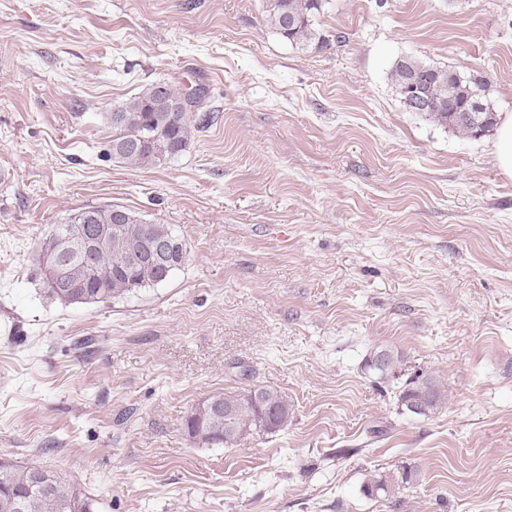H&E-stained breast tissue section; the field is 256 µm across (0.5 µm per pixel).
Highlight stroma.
<instances>
[{"mask_svg":"<svg viewBox=\"0 0 512 512\" xmlns=\"http://www.w3.org/2000/svg\"><path fill=\"white\" fill-rule=\"evenodd\" d=\"M316 26L290 43L262 0H0V457L96 512H512V178L493 133L406 110L390 78L477 70L511 115L512 0H326ZM161 81L214 121L165 164L113 158L111 112ZM106 205L170 225L185 264L49 298L44 234ZM382 350L396 378L367 367ZM418 372L448 393L425 416L398 404ZM255 386L287 427L187 435ZM380 474L391 497H366ZM224 408L230 415H224ZM293 412L277 389L254 387L210 396L187 418V435L205 445L233 447L253 434H273L288 425Z\"/></svg>","mask_w":512,"mask_h":512,"instance_id":"obj_1","label":"stroma"}]
</instances>
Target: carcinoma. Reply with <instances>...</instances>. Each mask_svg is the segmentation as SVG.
<instances>
[{"mask_svg": "<svg viewBox=\"0 0 512 512\" xmlns=\"http://www.w3.org/2000/svg\"><path fill=\"white\" fill-rule=\"evenodd\" d=\"M323 0H264L267 23L284 39L300 44L322 41L316 17ZM427 103L426 114L464 135L480 137L495 125L496 113L486 100L489 81L476 71L429 66L415 58L400 59L391 80L400 98L412 90ZM204 91L184 93L162 82L149 86L139 96L111 115L112 156L140 167H148L186 151L191 128L209 122L211 111L202 110ZM103 245L91 256L81 249L89 237ZM45 239L65 244L54 258L55 272L41 267L50 297L69 304H93L120 299L169 280L189 254L184 238L166 224H147L132 211L115 205L81 208L50 226ZM169 244V257L159 261L145 255L149 241ZM394 359L380 351L368 361L373 370L386 375ZM443 397L438 382L416 375L399 399L411 413L434 411ZM230 414H224V409ZM292 405L278 390L255 387L238 393L210 396L187 418V435L205 445L233 447L253 434H273L288 425ZM32 465L0 458V512H94L92 500L75 483L41 469L40 484H33ZM390 480L380 478L365 485L371 498L386 497Z\"/></svg>", "mask_w": 512, "mask_h": 512, "instance_id": "cac0c4a2", "label": "carcinoma"}]
</instances>
